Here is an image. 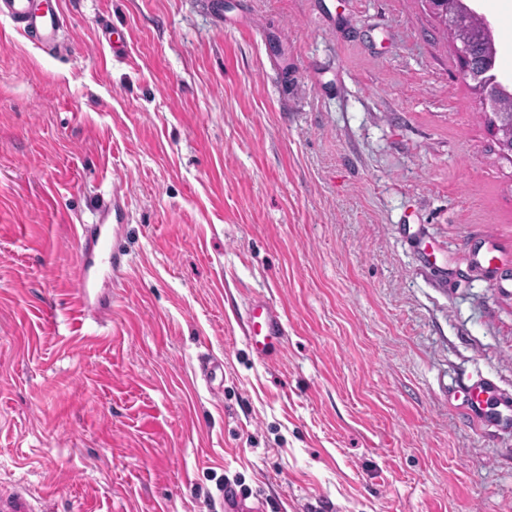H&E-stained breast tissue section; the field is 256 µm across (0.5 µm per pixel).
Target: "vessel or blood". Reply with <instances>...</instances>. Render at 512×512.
<instances>
[{
	"label": "vessel or blood",
	"instance_id": "obj_1",
	"mask_svg": "<svg viewBox=\"0 0 512 512\" xmlns=\"http://www.w3.org/2000/svg\"><path fill=\"white\" fill-rule=\"evenodd\" d=\"M0 14L8 16L17 29L34 38L48 50L59 47V35L64 27V16L59 0H0ZM92 246L102 252L111 271H119L124 252L119 237L93 234ZM81 317H98L109 310L110 304L94 294L86 276H79L74 290ZM286 326L282 313L265 298L253 297L247 306L245 336L252 353L260 360H267L280 351ZM499 390L491 381H479L468 390V410L478 424L491 425L512 419V398L502 400V410L488 411L490 399L498 397ZM224 512H268L263 499H248L234 489L224 491Z\"/></svg>",
	"mask_w": 512,
	"mask_h": 512
}]
</instances>
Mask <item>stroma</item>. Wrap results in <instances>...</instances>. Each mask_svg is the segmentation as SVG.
Masks as SVG:
<instances>
[{
  "label": "stroma",
  "instance_id": "1",
  "mask_svg": "<svg viewBox=\"0 0 512 512\" xmlns=\"http://www.w3.org/2000/svg\"><path fill=\"white\" fill-rule=\"evenodd\" d=\"M60 3V51L0 16V497L512 512V427L464 405L512 394V163L418 0ZM470 5L512 59V0ZM116 191L113 277L76 232ZM79 314L82 318H97L104 311L110 309L111 301L108 302L99 295L93 293L85 274H81L77 280V288H74ZM245 336L252 353L265 361L280 352L286 336L282 313L265 298L253 297L247 306ZM496 395L499 396V403L507 408L506 413L499 410L494 412L486 410L488 401L495 398ZM467 401L468 413L479 425H494L496 422L510 421L511 419L512 398H501L497 386L491 381H479L471 385L468 390ZM249 498L241 492L224 487V512H268L267 503L262 498L248 501Z\"/></svg>",
  "mask_w": 512,
  "mask_h": 512
}]
</instances>
